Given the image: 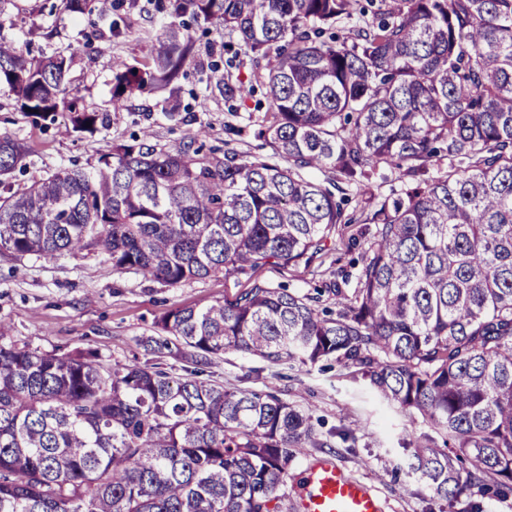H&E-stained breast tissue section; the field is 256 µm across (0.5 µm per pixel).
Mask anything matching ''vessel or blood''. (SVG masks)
<instances>
[{
    "instance_id": "vessel-or-blood-1",
    "label": "vessel or blood",
    "mask_w": 512,
    "mask_h": 512,
    "mask_svg": "<svg viewBox=\"0 0 512 512\" xmlns=\"http://www.w3.org/2000/svg\"><path fill=\"white\" fill-rule=\"evenodd\" d=\"M298 512H385L378 488L345 473L334 461L308 462L296 488Z\"/></svg>"
}]
</instances>
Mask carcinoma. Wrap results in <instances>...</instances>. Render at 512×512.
Wrapping results in <instances>:
<instances>
[{
    "label": "carcinoma",
    "instance_id": "carcinoma-1",
    "mask_svg": "<svg viewBox=\"0 0 512 512\" xmlns=\"http://www.w3.org/2000/svg\"><path fill=\"white\" fill-rule=\"evenodd\" d=\"M120 32L112 0H65ZM146 60L113 63L112 106L179 92L188 22L224 29L236 57L210 93L259 84L255 135L269 151L219 156L187 126L178 147L144 130L92 172L32 174L26 142L0 132V254L105 256L118 273L175 288L260 267L310 266L342 224H371L362 265L314 295L256 283L156 322L193 365L107 363L95 349L6 343L0 324V512H273L288 470L330 441L264 391L227 389L202 366L229 350L271 364L334 360L429 424L407 470L433 497L512 490V0H166ZM350 24V35L336 34ZM80 48L34 57L0 34V86L44 127L105 125L65 79ZM448 168H443V165ZM391 182L346 211L349 195ZM335 309L320 307L321 297Z\"/></svg>",
    "mask_w": 512,
    "mask_h": 512
}]
</instances>
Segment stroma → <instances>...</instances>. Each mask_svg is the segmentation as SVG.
Segmentation results:
<instances>
[{
  "label": "stroma",
  "mask_w": 512,
  "mask_h": 512,
  "mask_svg": "<svg viewBox=\"0 0 512 512\" xmlns=\"http://www.w3.org/2000/svg\"><path fill=\"white\" fill-rule=\"evenodd\" d=\"M159 2L122 0L120 13L126 25L118 35L109 33L98 16L74 18L63 0H5L0 5V33L29 48L32 55L86 40L94 46L92 52L75 57L70 73L71 95L85 108L107 115L105 127L94 136L35 126L18 111L9 88L0 87V131L27 142L34 171L42 174L63 166L91 171L114 142L140 134L146 127L151 130L150 144L172 149L181 143L184 127L162 113V94L133 97L117 111L111 104L112 64L143 59L146 44L138 38L140 31L159 28L168 20ZM194 36L197 56L179 76L178 99L190 117L205 125V147L219 152L231 148L248 156L265 154L264 141L255 137L248 122L255 98L231 106L205 90L212 47L219 40L216 29L198 28ZM363 230L360 224L340 226L334 249L318 267H265L250 280L227 275L175 288L138 274L115 272L111 262L99 255L28 256L18 261L0 256V323L8 325L11 341L41 350L93 348L112 363L141 361L145 355L140 341L151 335L155 321L167 309L234 298L255 279L309 293L339 274H356L354 262L363 258L368 247ZM204 375L228 388L276 387L284 400L310 415L323 435L345 425L362 426L356 441L336 439L331 447L306 449L291 464L279 498L294 500L297 478L306 462L329 459L348 474L373 482L387 503V512H464L463 502L437 500L407 474L399 442L406 434L429 432V425L383 401L349 370L327 362L300 370L285 364L272 366L229 351L206 365Z\"/></svg>",
  "instance_id": "1"
}]
</instances>
